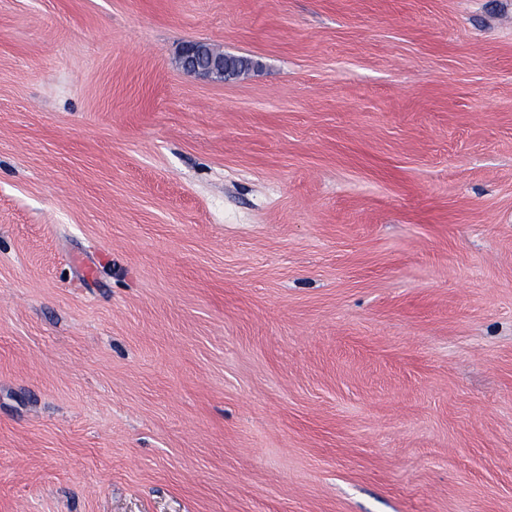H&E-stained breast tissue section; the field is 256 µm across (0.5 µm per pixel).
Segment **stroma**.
<instances>
[{"label":"stroma","mask_w":512,"mask_h":512,"mask_svg":"<svg viewBox=\"0 0 512 512\" xmlns=\"http://www.w3.org/2000/svg\"><path fill=\"white\" fill-rule=\"evenodd\" d=\"M0 512H512V0H0ZM205 53L210 56L207 63L202 57ZM179 64L187 73L206 79H224V77L238 74L225 68V65L231 62L225 60L223 63L219 57H214L202 42H190L183 46L179 55Z\"/></svg>","instance_id":"obj_1"}]
</instances>
